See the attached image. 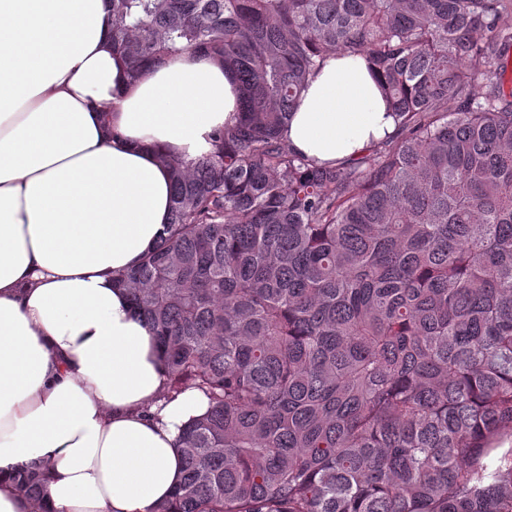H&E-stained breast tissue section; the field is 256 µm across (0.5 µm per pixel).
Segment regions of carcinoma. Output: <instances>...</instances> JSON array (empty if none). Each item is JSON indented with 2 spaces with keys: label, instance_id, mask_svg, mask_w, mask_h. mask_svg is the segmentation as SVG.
<instances>
[{
  "label": "carcinoma",
  "instance_id": "obj_1",
  "mask_svg": "<svg viewBox=\"0 0 512 512\" xmlns=\"http://www.w3.org/2000/svg\"><path fill=\"white\" fill-rule=\"evenodd\" d=\"M109 2L131 78L190 53L241 90L118 274L208 403L155 512H512V0ZM336 51L398 128L319 165L281 129Z\"/></svg>",
  "mask_w": 512,
  "mask_h": 512
}]
</instances>
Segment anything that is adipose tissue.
<instances>
[{
  "label": "adipose tissue",
  "mask_w": 512,
  "mask_h": 512,
  "mask_svg": "<svg viewBox=\"0 0 512 512\" xmlns=\"http://www.w3.org/2000/svg\"><path fill=\"white\" fill-rule=\"evenodd\" d=\"M106 0H0V512H153L206 403L163 398L146 323L113 273L170 222L158 153L193 157L236 112L232 72L189 54L131 80ZM396 131L362 57H326L282 134L333 164ZM44 466L32 504L12 478Z\"/></svg>",
  "instance_id": "1"
}]
</instances>
